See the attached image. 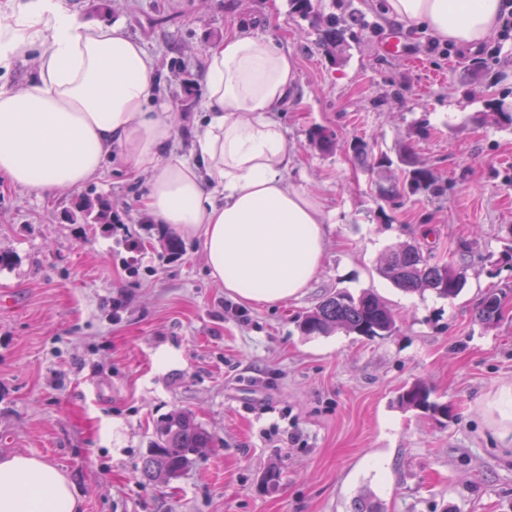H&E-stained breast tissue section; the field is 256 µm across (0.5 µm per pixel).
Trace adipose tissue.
<instances>
[{
  "instance_id": "obj_1",
  "label": "adipose tissue",
  "mask_w": 512,
  "mask_h": 512,
  "mask_svg": "<svg viewBox=\"0 0 512 512\" xmlns=\"http://www.w3.org/2000/svg\"><path fill=\"white\" fill-rule=\"evenodd\" d=\"M512 0H383L406 27L478 52ZM39 48L38 77L0 86V179L34 194L97 180L112 153L149 172L141 199L155 223L196 237L212 280L248 304L299 297L329 237L322 206L289 175L298 154L282 121L297 65L272 38L236 32L206 52L204 117L189 153L156 108V62L120 22H84L61 0H29L0 24V67ZM60 468L29 454L0 459V512H82Z\"/></svg>"
}]
</instances>
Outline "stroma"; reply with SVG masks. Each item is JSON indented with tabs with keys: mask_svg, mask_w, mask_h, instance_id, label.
<instances>
[{
	"mask_svg": "<svg viewBox=\"0 0 512 512\" xmlns=\"http://www.w3.org/2000/svg\"><path fill=\"white\" fill-rule=\"evenodd\" d=\"M97 3L64 0L81 19L124 22L143 43L185 152L203 116L209 45L247 31L288 48L299 83L282 114L299 156L291 180L333 225L304 296L233 314L200 243L168 254L170 230L141 210L149 174L114 157L101 179L67 193L1 183L0 250L14 262L0 269V293L13 300L0 311V457L58 466L84 512H352L367 494L382 512H512V447H500L485 414L512 387V126L492 117L493 103L512 108V38L497 31L479 54H457L377 0H320L352 23L333 60L288 0H111L107 13ZM318 127L335 134L332 149L311 144ZM355 139L391 167L359 165ZM406 144L442 195L380 196L402 180ZM88 196L110 200L111 223H84ZM406 243L461 267L462 292L406 293L382 276ZM365 290L393 311L394 335L299 330L298 316L327 295ZM492 290L500 318L486 323L476 307ZM416 381L447 415L399 405ZM176 409L192 412L213 446L168 485L145 482L155 425ZM273 467L281 478L269 489Z\"/></svg>",
	"mask_w": 512,
	"mask_h": 512,
	"instance_id": "35a3bbf8",
	"label": "stroma"
}]
</instances>
